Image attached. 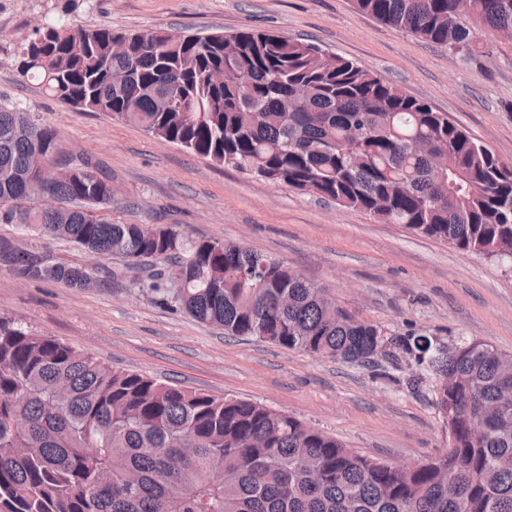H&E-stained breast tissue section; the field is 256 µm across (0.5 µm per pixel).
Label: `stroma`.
<instances>
[{
    "label": "stroma",
    "mask_w": 512,
    "mask_h": 512,
    "mask_svg": "<svg viewBox=\"0 0 512 512\" xmlns=\"http://www.w3.org/2000/svg\"><path fill=\"white\" fill-rule=\"evenodd\" d=\"M58 0H0V103L20 104L57 130L67 156L88 157L111 178L116 224H175L191 237L226 240L279 258L327 288L337 304L385 338L412 333L444 344L483 342L512 354V273L400 224L269 185L141 128L81 112L18 72L37 22ZM72 23L116 32L163 29L227 35L271 31L373 70L447 113L480 144L512 161V41L474 60L357 12L351 0H82ZM0 237L84 266H113L75 246L19 234ZM134 271L123 288L77 291L0 270V314L90 352L106 365L215 397L283 410L363 455L416 465L442 453L448 428L431 382L410 388L416 365L398 352L357 366L233 339L158 302Z\"/></svg>",
    "instance_id": "obj_1"
}]
</instances>
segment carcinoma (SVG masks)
Segmentation results:
<instances>
[{
	"label": "carcinoma",
	"mask_w": 512,
	"mask_h": 512,
	"mask_svg": "<svg viewBox=\"0 0 512 512\" xmlns=\"http://www.w3.org/2000/svg\"><path fill=\"white\" fill-rule=\"evenodd\" d=\"M399 33L487 55L512 30V0H351ZM60 16L22 48L19 73L83 112L139 126L220 166L285 185L512 271V162L380 74L271 32L115 33ZM117 39L125 54L112 53ZM235 73L218 82L213 71ZM179 101L166 112L162 101ZM56 130L0 104V221L120 257L112 283L156 263L149 290L175 311L278 347L349 364L378 356L381 330L284 261L173 227L114 224L112 182L62 159ZM62 166L46 184L37 168ZM51 192L57 208L39 205ZM0 268L71 288L88 268L0 240ZM288 296V308L279 298ZM449 383L437 402L451 443L407 471L289 413L187 391L99 362L0 316V512H512V355L479 341L416 353Z\"/></svg>",
	"instance_id": "cac0c4a2"
}]
</instances>
